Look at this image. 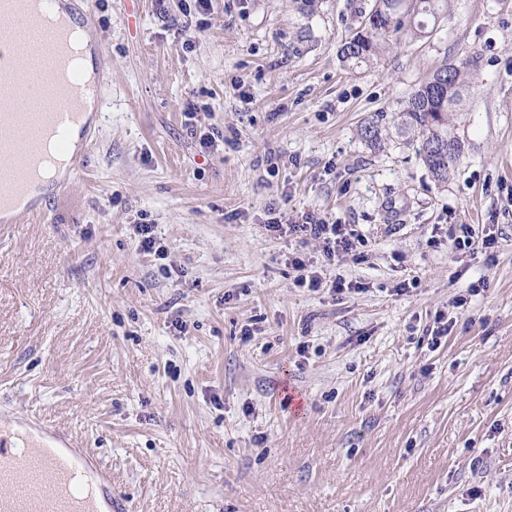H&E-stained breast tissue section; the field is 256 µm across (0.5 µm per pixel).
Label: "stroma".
I'll use <instances>...</instances> for the list:
<instances>
[{
	"label": "stroma",
	"instance_id": "1",
	"mask_svg": "<svg viewBox=\"0 0 512 512\" xmlns=\"http://www.w3.org/2000/svg\"><path fill=\"white\" fill-rule=\"evenodd\" d=\"M357 2L94 0L101 131L0 224V414L80 439L130 512H512V0H450L350 69ZM465 59L447 183L391 125L361 139ZM274 212L353 248L324 267ZM296 257L350 290L297 285ZM134 231L137 236V248L140 252L154 254L160 258L164 255V249L156 247L157 240L153 233V225L138 224L135 225ZM458 232V233H457ZM448 237L453 241L456 249H470L477 245L479 246V235L476 229L470 224H460L456 227H451Z\"/></svg>",
	"mask_w": 512,
	"mask_h": 512
}]
</instances>
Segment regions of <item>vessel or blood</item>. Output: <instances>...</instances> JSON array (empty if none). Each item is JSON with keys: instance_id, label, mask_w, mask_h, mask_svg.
I'll list each match as a JSON object with an SVG mask.
<instances>
[{"instance_id": "vessel-or-blood-1", "label": "vessel or blood", "mask_w": 512, "mask_h": 512, "mask_svg": "<svg viewBox=\"0 0 512 512\" xmlns=\"http://www.w3.org/2000/svg\"><path fill=\"white\" fill-rule=\"evenodd\" d=\"M33 0H0V224L26 223L34 210L30 198L42 183L39 156L29 148L30 132L50 139L69 174L82 158L70 152L66 136L89 135L88 97H99L101 81L67 74L71 27L61 22L43 60L45 79L29 76L25 22L36 20ZM56 108H42L45 96ZM17 439L0 434V512H129L126 500L112 493V472L81 450L76 441L52 428L19 420Z\"/></svg>"}]
</instances>
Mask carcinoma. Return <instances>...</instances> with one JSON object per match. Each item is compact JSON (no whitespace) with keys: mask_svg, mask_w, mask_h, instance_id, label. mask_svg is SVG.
<instances>
[{"mask_svg":"<svg viewBox=\"0 0 512 512\" xmlns=\"http://www.w3.org/2000/svg\"><path fill=\"white\" fill-rule=\"evenodd\" d=\"M446 12L448 0H374L361 25L342 44V62L353 69L371 63L391 50L398 33L424 38ZM471 78L469 63H443L393 117L398 133L419 143L421 161L440 184L448 182L462 152L461 140L450 130L449 114L457 111ZM380 133L381 127L373 120L360 128L361 138L373 147L380 145Z\"/></svg>","mask_w":512,"mask_h":512,"instance_id":"1","label":"carcinoma"}]
</instances>
